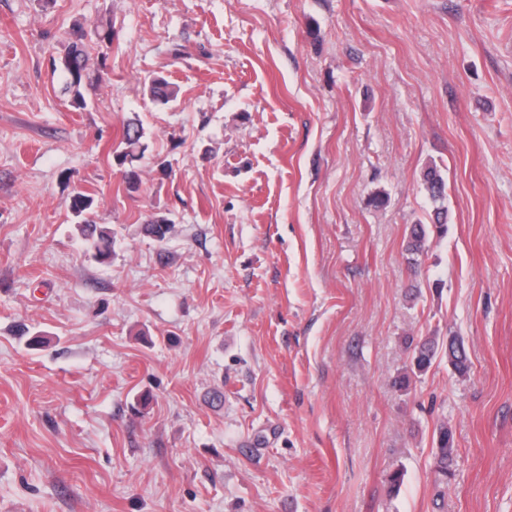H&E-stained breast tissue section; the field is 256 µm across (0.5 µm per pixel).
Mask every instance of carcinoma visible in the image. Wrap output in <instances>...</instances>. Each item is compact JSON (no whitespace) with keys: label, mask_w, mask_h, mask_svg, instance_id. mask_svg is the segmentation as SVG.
Wrapping results in <instances>:
<instances>
[{"label":"carcinoma","mask_w":512,"mask_h":512,"mask_svg":"<svg viewBox=\"0 0 512 512\" xmlns=\"http://www.w3.org/2000/svg\"><path fill=\"white\" fill-rule=\"evenodd\" d=\"M89 47L86 33L77 28L70 33L64 54L53 59V66L65 76V92L72 98L76 108L86 104L84 92L92 90L102 79L100 72L88 65ZM148 95L154 102L166 104L176 98V90L164 77L157 76L148 85ZM121 150L116 153L117 164L124 167L123 176L126 187L135 191L140 185L138 163L147 150L145 132L137 118H130L123 123ZM422 181L428 199L433 206L432 223L417 222L408 227L406 234V251L410 255L411 270L418 272V258L429 246L430 238H438L448 233L447 183L444 173L434 162L428 164L422 173ZM71 214L77 219V226L83 240L88 244L93 258L104 263L112 259V229L97 222L94 199L88 194L77 191L71 197L69 205ZM145 230L153 237L163 240L171 231V224L163 216L152 218ZM438 344L435 340H426L417 344L412 352V364L418 372L426 371L436 357ZM448 365L459 375L468 373L469 365L465 343L456 336L448 337ZM435 441L434 472L437 480L446 484L452 476L451 465L456 456L454 435L448 423L441 422L433 433Z\"/></svg>","instance_id":"carcinoma-1"}]
</instances>
